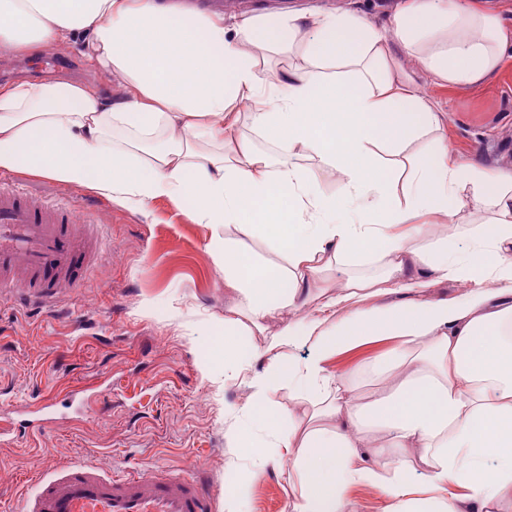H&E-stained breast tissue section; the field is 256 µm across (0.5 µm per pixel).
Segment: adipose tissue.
I'll list each match as a JSON object with an SVG mask.
<instances>
[{"label":"adipose tissue","mask_w":512,"mask_h":512,"mask_svg":"<svg viewBox=\"0 0 512 512\" xmlns=\"http://www.w3.org/2000/svg\"><path fill=\"white\" fill-rule=\"evenodd\" d=\"M388 41L363 18L259 14L234 25L176 0H0V55L52 49L74 34L99 70L127 89L102 99L75 82L0 90V171L87 188L135 210L165 199L214 227L208 249L233 301L224 366L243 370L279 347L313 340L302 362L271 360L249 377L238 452L263 455L272 431L303 489L293 512H352L348 489L381 485L388 512H512V173L420 142L440 113L394 76L393 43L456 87L482 83L512 42L478 0H405ZM296 56L272 75L264 56ZM254 102L249 133L224 120ZM273 147L258 149L254 137ZM414 154H407L410 143ZM340 190L325 194L321 174ZM485 214L476 228L428 239L417 218H452L449 201ZM379 266L366 275L364 265ZM347 276L337 292L322 274ZM472 282L453 304L377 307L329 326L274 312L327 309L382 284L423 287L425 274ZM256 330L245 345L236 330ZM386 336L395 347L359 381L331 379L328 357ZM309 400L268 417L276 389ZM371 387L358 402L359 384ZM394 459L392 476L373 463Z\"/></svg>","instance_id":"adipose-tissue-1"}]
</instances>
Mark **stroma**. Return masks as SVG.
<instances>
[{
  "label": "stroma",
  "mask_w": 512,
  "mask_h": 512,
  "mask_svg": "<svg viewBox=\"0 0 512 512\" xmlns=\"http://www.w3.org/2000/svg\"><path fill=\"white\" fill-rule=\"evenodd\" d=\"M400 2L240 0L224 18L288 9L348 11L389 36ZM395 57L397 78L408 79L417 97L443 116L432 139L445 140L458 158L475 156L488 168L512 171V45L476 88L448 85L403 48ZM22 80H78L104 97L124 93L116 79L91 66L74 38L26 59L0 57V86ZM17 180L30 196L75 204V218L96 226L99 251L83 288L61 285L57 311L24 309L0 298V426L62 389L83 387L90 396L86 412L52 411L43 426L0 441V507L15 512L39 478L83 461L107 472L130 466L196 472L209 487L213 512H225V472L236 464L251 484L242 512H291L300 485L282 476L272 438L258 432L266 456L243 459L224 423L226 410L244 405L250 372L269 359H253L249 370L237 374L225 373L214 359L212 340L224 333L229 298L224 273L207 250L212 227L191 223L166 200L133 211L46 177L21 174ZM426 282L414 290L357 297L332 310L310 304L273 316L268 325L274 330L290 321L337 322L375 305L418 298L453 302L473 289L434 275ZM394 345L381 338L353 347L330 357L326 370L333 379H349Z\"/></svg>",
  "instance_id": "1"
}]
</instances>
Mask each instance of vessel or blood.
Instances as JSON below:
<instances>
[{"mask_svg": "<svg viewBox=\"0 0 512 512\" xmlns=\"http://www.w3.org/2000/svg\"><path fill=\"white\" fill-rule=\"evenodd\" d=\"M93 251L69 206L31 198L0 184V296L22 292L41 308L58 301L61 284H84ZM20 512H212L203 482L187 473L99 471L74 464L42 478Z\"/></svg>", "mask_w": 512, "mask_h": 512, "instance_id": "obj_1", "label": "vessel or blood"}]
</instances>
